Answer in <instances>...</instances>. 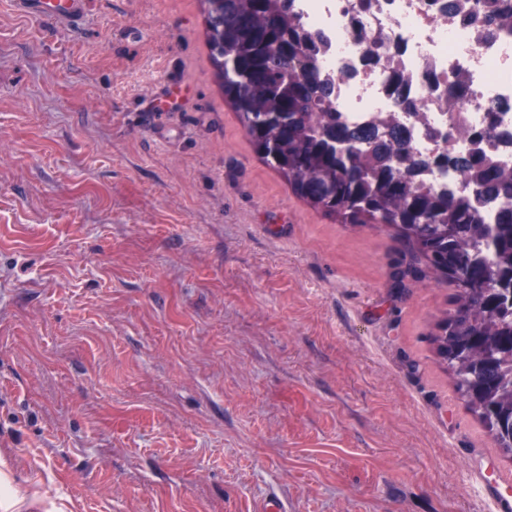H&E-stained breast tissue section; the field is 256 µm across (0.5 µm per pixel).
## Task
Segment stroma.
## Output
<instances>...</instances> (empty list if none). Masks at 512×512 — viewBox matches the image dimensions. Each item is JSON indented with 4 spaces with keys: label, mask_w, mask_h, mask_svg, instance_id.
<instances>
[{
    "label": "stroma",
    "mask_w": 512,
    "mask_h": 512,
    "mask_svg": "<svg viewBox=\"0 0 512 512\" xmlns=\"http://www.w3.org/2000/svg\"><path fill=\"white\" fill-rule=\"evenodd\" d=\"M0 0V491L10 512H492L512 457L392 286L256 155L202 0ZM13 3L22 14L52 25H78L86 9L85 0H14Z\"/></svg>",
    "instance_id": "obj_1"
}]
</instances>
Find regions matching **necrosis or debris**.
Segmentation results:
<instances>
[{
    "instance_id": "obj_1",
    "label": "necrosis or debris",
    "mask_w": 512,
    "mask_h": 512,
    "mask_svg": "<svg viewBox=\"0 0 512 512\" xmlns=\"http://www.w3.org/2000/svg\"><path fill=\"white\" fill-rule=\"evenodd\" d=\"M294 2L305 29L322 38L317 65L330 80L344 122L374 131L386 113L396 112L413 151L427 162L417 176L420 183L459 188L458 171L434 163L444 152L465 156L479 148L494 164L512 169V35H489L471 21L479 0H457L450 14L432 0ZM355 26L385 42L378 60H368L364 43L351 33ZM395 71L406 91L401 107L387 90ZM454 87L465 88L466 95L453 102L449 94ZM491 106L498 109V136L476 144L457 135L452 115L478 129Z\"/></svg>"
}]
</instances>
